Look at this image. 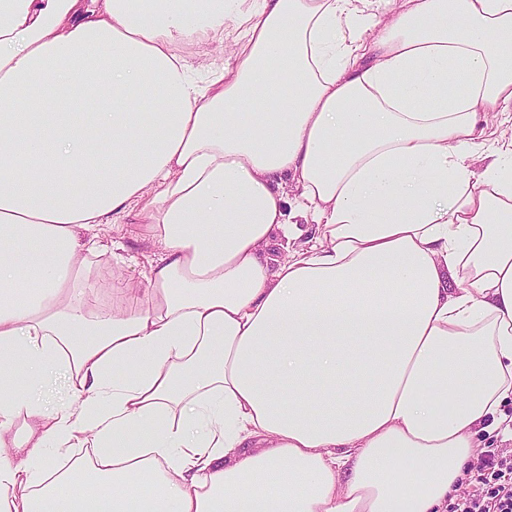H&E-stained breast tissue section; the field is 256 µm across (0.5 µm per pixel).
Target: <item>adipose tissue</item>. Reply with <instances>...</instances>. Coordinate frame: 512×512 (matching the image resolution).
<instances>
[{
    "label": "adipose tissue",
    "instance_id": "1",
    "mask_svg": "<svg viewBox=\"0 0 512 512\" xmlns=\"http://www.w3.org/2000/svg\"><path fill=\"white\" fill-rule=\"evenodd\" d=\"M498 116L512 0H0V512H446L512 437ZM132 214L148 286L93 314ZM232 49L233 46L228 41L223 47L205 43L192 47L190 51L193 54L194 64L200 67L203 73H206L211 66L223 64L224 57H228ZM298 227L302 234L289 242L279 234H275L271 237L268 245L264 248V254L282 260L288 256V248L293 249H306L309 248L311 243H308V239L312 234V225L305 224L302 219H298Z\"/></svg>",
    "mask_w": 512,
    "mask_h": 512
}]
</instances>
